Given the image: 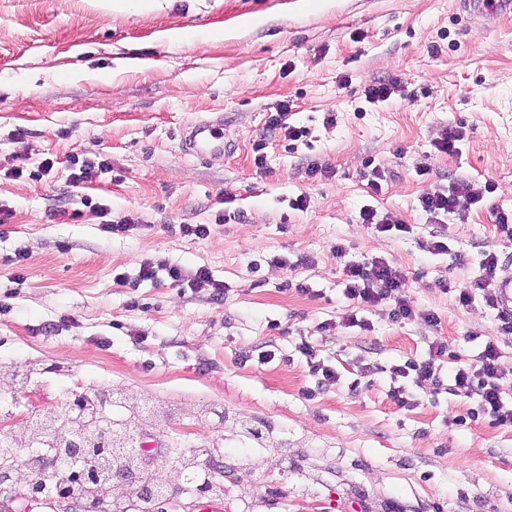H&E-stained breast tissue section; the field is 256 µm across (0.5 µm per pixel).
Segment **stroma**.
<instances>
[{
	"mask_svg": "<svg viewBox=\"0 0 512 512\" xmlns=\"http://www.w3.org/2000/svg\"><path fill=\"white\" fill-rule=\"evenodd\" d=\"M375 82L399 91L368 103ZM283 106L306 137L270 125ZM199 122L221 126L219 148L185 147ZM451 127L457 152H438ZM77 160L104 164L82 188ZM485 181L495 192L465 216L421 208L426 189ZM103 207L132 231L103 232ZM364 208L407 232H376ZM0 210V419L25 409L18 367L46 411L122 391L115 416L144 430L143 462L172 482L171 446L207 448L233 512H512V426L452 422L475 405L453 373L479 370L486 341L512 398V334L476 287L488 252L512 278L493 218L512 212V16L472 20L456 0H0ZM435 235L447 253L426 250ZM378 256L417 316L382 304L360 328L344 263ZM146 263L157 278L141 279ZM201 267L223 299L189 286ZM435 341L441 386L395 376ZM303 343L337 380L311 374ZM396 385L413 407L394 404ZM147 402L165 426L138 417Z\"/></svg>",
	"mask_w": 512,
	"mask_h": 512,
	"instance_id": "stroma-1",
	"label": "stroma"
}]
</instances>
